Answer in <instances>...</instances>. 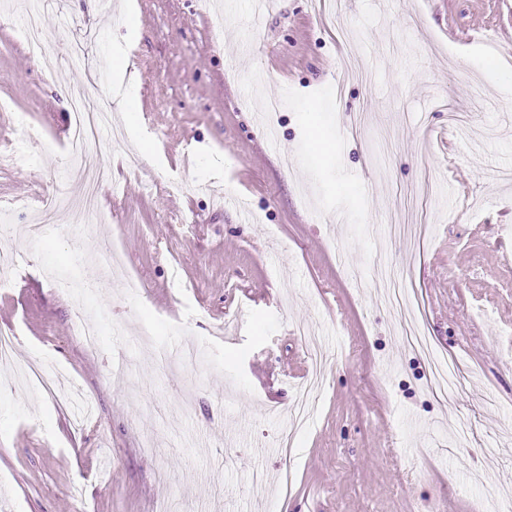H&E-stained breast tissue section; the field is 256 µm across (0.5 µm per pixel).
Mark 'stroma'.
I'll use <instances>...</instances> for the list:
<instances>
[{"instance_id": "1", "label": "stroma", "mask_w": 512, "mask_h": 512, "mask_svg": "<svg viewBox=\"0 0 512 512\" xmlns=\"http://www.w3.org/2000/svg\"><path fill=\"white\" fill-rule=\"evenodd\" d=\"M119 2L48 0L54 51L37 60L20 37L29 0H0V202H32L0 239V330L92 402L79 417L0 364V512H489L484 487L512 493V101L479 61L512 66V0H269L260 15L256 0ZM127 44L126 70L111 67ZM76 48L93 67L69 62ZM124 72L116 120L136 128L102 139L108 220L84 234L35 197L82 193L70 91L111 96ZM452 111L468 128H449ZM336 124L326 159L311 139ZM431 179L450 199L423 196ZM400 222L430 230L388 238ZM104 241L122 260L112 278L89 260ZM379 263L416 284L466 376L455 400L401 342ZM79 308L101 318L98 349L72 332ZM300 325L329 361L287 461L278 442L309 369ZM163 343L202 360L158 369ZM124 356L150 392L110 375Z\"/></svg>"}]
</instances>
